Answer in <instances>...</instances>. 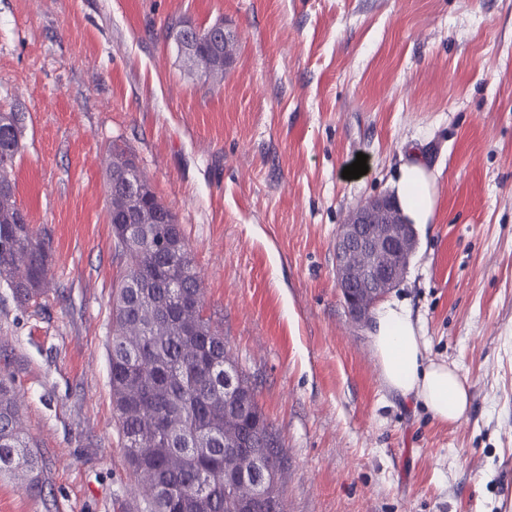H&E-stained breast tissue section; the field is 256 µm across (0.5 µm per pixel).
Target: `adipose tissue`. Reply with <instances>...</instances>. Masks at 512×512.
<instances>
[{
    "label": "adipose tissue",
    "instance_id": "adipose-tissue-1",
    "mask_svg": "<svg viewBox=\"0 0 512 512\" xmlns=\"http://www.w3.org/2000/svg\"><path fill=\"white\" fill-rule=\"evenodd\" d=\"M405 164L392 183V199L413 226L432 223L436 208L435 177L425 155L409 148ZM372 349L383 384L395 393L421 401L440 421L462 419L469 408L464 379L448 364L429 360L426 342L410 309L393 301L375 312Z\"/></svg>",
    "mask_w": 512,
    "mask_h": 512
}]
</instances>
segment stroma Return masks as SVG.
Masks as SVG:
<instances>
[{"label":"stroma","instance_id":"1","mask_svg":"<svg viewBox=\"0 0 512 512\" xmlns=\"http://www.w3.org/2000/svg\"><path fill=\"white\" fill-rule=\"evenodd\" d=\"M175 19L231 32L223 75L179 51ZM0 112L51 244L45 307L0 280V373L47 481L40 498L1 474L0 512H149L110 388L113 145L190 242L284 446L285 512H512V0H0ZM410 143L436 217L387 298L465 380L453 424L383 386L336 284L339 225Z\"/></svg>","mask_w":512,"mask_h":512}]
</instances>
